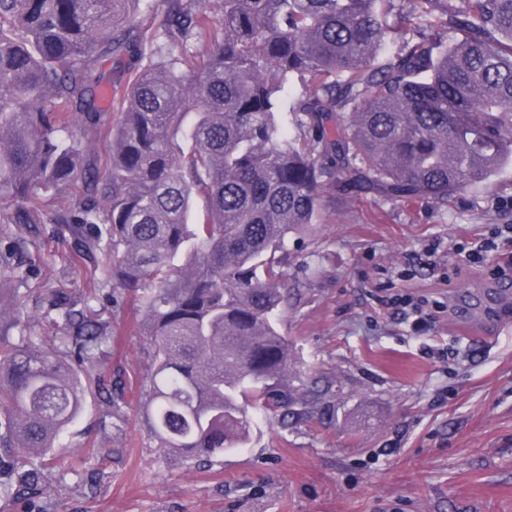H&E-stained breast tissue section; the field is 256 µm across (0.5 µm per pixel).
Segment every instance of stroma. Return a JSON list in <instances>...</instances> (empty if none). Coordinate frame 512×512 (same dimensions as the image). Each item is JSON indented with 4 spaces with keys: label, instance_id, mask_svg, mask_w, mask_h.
I'll return each instance as SVG.
<instances>
[{
    "label": "stroma",
    "instance_id": "obj_1",
    "mask_svg": "<svg viewBox=\"0 0 512 512\" xmlns=\"http://www.w3.org/2000/svg\"><path fill=\"white\" fill-rule=\"evenodd\" d=\"M510 198L512 166L445 209L325 196L321 221L288 243L280 323L305 384L331 387L321 410L261 423L208 467L157 450L137 395L122 419L87 397L65 437L75 471L48 482V512H512V294L498 298L503 256H469L512 225ZM73 245L42 220L28 246L38 277L82 287L83 266L60 261ZM397 293L428 300V332L388 306ZM101 317L111 370L138 379L150 347L134 311ZM90 445L104 464L86 460Z\"/></svg>",
    "mask_w": 512,
    "mask_h": 512
}]
</instances>
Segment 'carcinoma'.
<instances>
[{"instance_id": "obj_1", "label": "carcinoma", "mask_w": 512, "mask_h": 512, "mask_svg": "<svg viewBox=\"0 0 512 512\" xmlns=\"http://www.w3.org/2000/svg\"><path fill=\"white\" fill-rule=\"evenodd\" d=\"M141 2L0 0V238L23 252L16 232L53 203L65 261L92 262L88 288L42 284L31 315L22 264L0 258V497L72 469L60 441L86 393L123 417L95 303L131 298L150 337L138 393L158 447L213 464L258 418L286 430L317 404L277 324L288 238L324 191L446 209L512 165V0H220L217 17L169 0L148 25ZM136 48L149 62L114 124L94 66ZM34 318L53 334L10 341Z\"/></svg>"}]
</instances>
